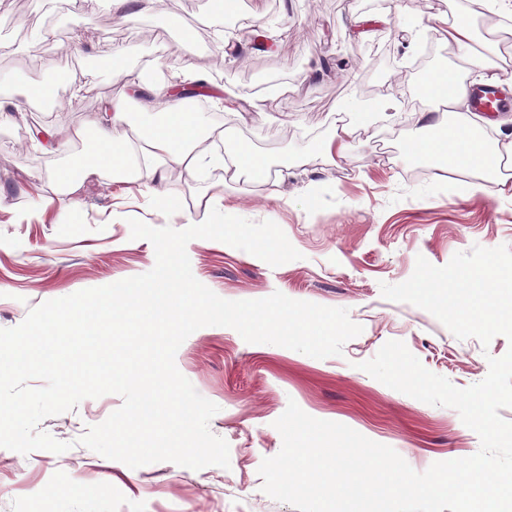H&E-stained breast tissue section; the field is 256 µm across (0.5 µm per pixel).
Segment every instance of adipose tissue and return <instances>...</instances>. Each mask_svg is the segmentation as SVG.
Instances as JSON below:
<instances>
[{"mask_svg":"<svg viewBox=\"0 0 512 512\" xmlns=\"http://www.w3.org/2000/svg\"><path fill=\"white\" fill-rule=\"evenodd\" d=\"M443 37L457 48L460 57L468 64L478 66L479 78L489 84L502 83L503 77L491 62L495 51L493 43L479 41L468 19H457ZM112 73L124 86L134 93L146 89L142 71L130 66L124 50H115L112 56ZM204 76L194 62H186L167 89H150L159 101L158 109L147 120L141 121L136 133L143 145L141 151L149 155L153 163L148 174H158L160 170L178 167L189 174L210 167L215 156L203 143L209 134L198 123L195 115L178 92L179 85L202 82ZM130 118L124 102L104 103L97 117L91 123V135L87 139V156L84 165L68 171L65 180L72 183L84 178L96 167L119 169L125 163L126 148L116 145L112 139V128ZM480 124L477 116L457 114L453 122L439 123L431 137L405 138L406 149L414 154L431 155L442 166L454 169L465 168L479 173L484 179L500 185L512 182V176L505 174L504 154L500 148L487 146L479 138Z\"/></svg>","mask_w":512,"mask_h":512,"instance_id":"1","label":"adipose tissue"}]
</instances>
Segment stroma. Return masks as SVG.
<instances>
[{"instance_id": "1", "label": "stroma", "mask_w": 512, "mask_h": 512, "mask_svg": "<svg viewBox=\"0 0 512 512\" xmlns=\"http://www.w3.org/2000/svg\"><path fill=\"white\" fill-rule=\"evenodd\" d=\"M397 5L403 11L391 23L377 22ZM181 7V0H163L130 21L117 0L61 11L44 0H0V102L16 112L0 124V329L18 326L46 301L150 271L154 247L132 239L130 219L181 230L187 216L215 208L275 222L301 257L273 267L222 242L195 239L187 254L198 281L227 300L278 291L344 308L363 331L342 355L317 359L246 342L229 327L200 328L180 346L175 363L218 405L209 428L228 442L229 468L159 462L133 469L81 445L88 427L123 403L106 394L40 423L41 431L69 443L66 452L0 448V512H295L263 492L258 473L263 459L282 447L274 422L291 401L314 418L393 448L418 472L480 448L455 409L423 403L360 368L398 340L427 370L466 388L486 377L489 358L512 348L501 335L486 346L458 339L429 312L388 300L380 289L406 281L420 256L443 266L476 245L512 247V194L478 183L465 169L432 168L402 141L403 134L421 133L413 117L431 108L424 90L432 73L450 69L466 83L478 80L435 29L437 18L460 16L457 0H385L381 7L375 0H241L242 16L283 35L258 49L238 36L232 54L198 32L203 16L221 23L214 0H194L187 13ZM362 19L372 23L366 37L359 34ZM47 29L53 37L37 39ZM77 36L86 43L84 54H64L63 43ZM430 42L436 53L429 69H415ZM117 47L132 66L150 71V84L163 85L175 73L169 58L191 57L207 77L206 94L225 85L249 102L248 111L234 112L231 130L275 166L270 188L221 176L180 178L178 205L169 209L142 194L136 176L124 192L109 170L74 184L57 182V173L82 161L81 133L102 101L124 100L134 114L153 106L113 78ZM80 72L93 80L92 92L75 93L69 77ZM34 77L54 87L53 99H28ZM364 86L387 87L396 107L376 115L373 131L351 139L346 159L332 161L322 144L334 123L361 124L356 98ZM37 123L56 131L57 145L33 141ZM36 209L42 222L21 221Z\"/></svg>"}]
</instances>
